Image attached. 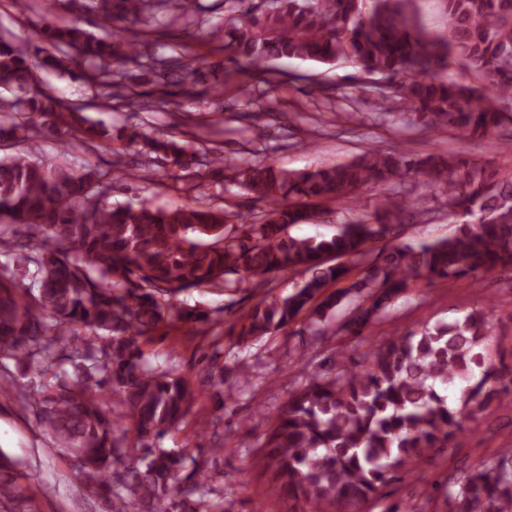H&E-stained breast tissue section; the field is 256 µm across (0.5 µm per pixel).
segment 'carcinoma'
Here are the masks:
<instances>
[{"instance_id":"1","label":"carcinoma","mask_w":512,"mask_h":512,"mask_svg":"<svg viewBox=\"0 0 512 512\" xmlns=\"http://www.w3.org/2000/svg\"><path fill=\"white\" fill-rule=\"evenodd\" d=\"M112 31L95 37L76 24L47 22L30 50L0 35V143L16 152L0 157V247L14 267L0 269V359L46 377L23 398L37 408L44 433L76 461V479L103 497L110 512H209L202 495L209 481L197 465L177 484L183 459L160 447L169 428L191 408L179 378L145 365L141 338L169 321H197L179 296L202 287L231 295L264 289L239 318L245 341L285 331L304 311L313 336L359 337L385 318L411 283L451 280L470 273L512 269V174H500L455 155L417 162L430 192L448 186V207L466 220L445 238L398 242L370 262L369 245L395 239L425 197L382 203L375 214L354 207L366 185L404 180L412 162L400 151L366 149L348 162L293 170L265 162L238 167L216 153L171 137L137 131L112 135L89 118L96 99L77 105L42 86L39 72L70 63L92 90L112 85V64H133L158 75L195 76L197 61L159 59L143 40H124L122 23L150 10L151 0H94ZM236 16L224 27V50L235 66L256 70L280 59L328 62L346 57L386 79L383 111L399 106L428 128L448 126L487 136L512 130V0H445L448 37L429 33L411 0H230ZM457 54L482 76L475 86L442 78L433 69ZM78 135L90 149L125 142L149 163L154 154L180 170L220 165L258 211L229 212L202 202L153 208H107L110 172L76 170L21 148L33 137L66 141ZM338 203L354 217L329 238H296L290 227L311 218L308 204ZM35 253L38 295L29 297L26 261ZM358 263L360 275L346 288ZM282 271L305 275L287 296L267 288ZM486 314L472 310L451 322L395 336L368 352L364 369L315 377L293 393L264 435L255 465L272 476L274 494L314 502L322 512H350L418 469L433 448L492 406H511L512 353L494 355ZM72 367L56 374L57 361ZM109 401L130 427L116 434ZM135 445L124 446L128 434ZM16 464L0 456V505L22 496ZM442 491L448 512H512V448L466 472Z\"/></svg>"}]
</instances>
